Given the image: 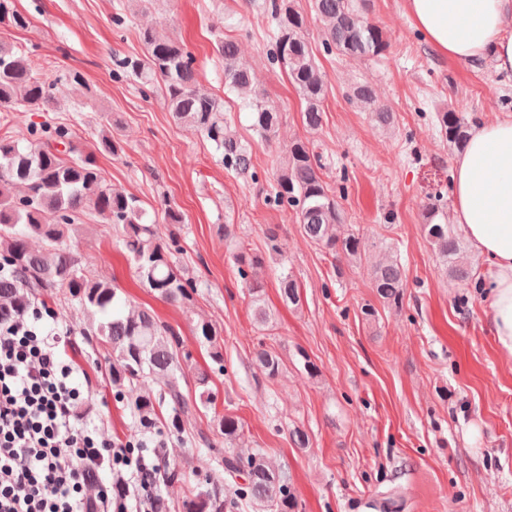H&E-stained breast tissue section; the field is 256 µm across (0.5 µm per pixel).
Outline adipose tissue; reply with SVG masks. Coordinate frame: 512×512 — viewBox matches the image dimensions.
Instances as JSON below:
<instances>
[{
    "instance_id": "adipose-tissue-1",
    "label": "adipose tissue",
    "mask_w": 512,
    "mask_h": 512,
    "mask_svg": "<svg viewBox=\"0 0 512 512\" xmlns=\"http://www.w3.org/2000/svg\"><path fill=\"white\" fill-rule=\"evenodd\" d=\"M406 9L438 54L512 73V0H406ZM452 167L451 221L488 262L497 347L511 358L512 118L476 124Z\"/></svg>"
}]
</instances>
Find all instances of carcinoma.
I'll use <instances>...</instances> for the list:
<instances>
[{
	"label": "carcinoma",
	"instance_id": "1",
	"mask_svg": "<svg viewBox=\"0 0 512 512\" xmlns=\"http://www.w3.org/2000/svg\"><path fill=\"white\" fill-rule=\"evenodd\" d=\"M274 23L270 60L283 66L292 84L305 101L303 124L310 130L322 125V103L326 88L305 38L306 18L294 0H269L262 5ZM312 8L325 27V47L342 57L379 56L389 47L383 30L368 21L355 8L353 0H312ZM24 28L28 18L15 9L12 0H0V22ZM146 54L115 55L112 77L134 78L143 95L154 91L163 81L168 108L175 119L200 133L221 152L224 168L247 173L253 168L252 154L244 148L224 121V101L197 88L195 58L187 45L157 35L142 33ZM216 52L224 59V85L249 99L253 126L265 139L276 136L281 115L256 93L251 70L240 61L239 45L232 39H220ZM65 80L78 92L74 111H82L86 83L81 72L72 70ZM58 80L38 76L29 54L10 42L0 40V112H45L53 107L54 87ZM350 99L369 109L372 119L382 127L395 121L394 113L376 104L372 86L359 84ZM475 118L463 111L449 110L437 115V126L448 144L460 147L468 137ZM26 143L0 138V307L23 306L35 290H59L80 309L97 318L94 335L110 350L112 366L109 380L118 399H130L137 423L129 439L130 454L146 451L144 443L152 432L181 436L184 421L198 415L213 401L210 375L191 368V355L180 351V339L174 329L157 322L153 312L140 306H127L111 282L87 277L72 256L69 228L78 223L86 205L119 229L128 260L141 285L158 297L178 303L190 297L196 285L186 278L175 261L179 240L157 237L153 225L146 222L143 201L133 194L114 191L105 180L92 156H72L73 130L59 124L31 127ZM64 149H59V146ZM22 185L24 194L6 193L9 186ZM273 200L297 208L300 232L323 247L335 259L362 260V239L350 233L337 234L343 216L335 195L322 177V164L300 141L288 147V158L273 188ZM426 240L448 273L460 281L473 278V267L464 259L461 242L452 225L428 211L423 225ZM35 236L44 243L40 251L28 246ZM236 261L252 298L257 322L268 320L263 300L264 280L258 269L264 258L239 248ZM371 282L383 303L402 302L406 288L405 272L395 260L380 263L371 270ZM282 300L293 306L301 301L300 284L291 273L279 279ZM197 336L207 344L212 361H224L223 344L207 322L197 327ZM255 363L268 376L278 375L281 362L277 355L262 350ZM147 380L159 390L141 391ZM166 405L170 414L163 417L158 408ZM233 441L240 435L239 421L229 415L215 414L208 430L198 429L191 441L198 449H211L209 431ZM241 474L244 483L224 482ZM157 483L172 491L187 487L177 505L181 512H233L240 501H250L259 512H288L293 497L287 477L275 469L261 453L243 454L226 450L215 456L213 472L205 477L193 472L170 469L165 463L156 473Z\"/></svg>",
	"mask_w": 512,
	"mask_h": 512
}]
</instances>
